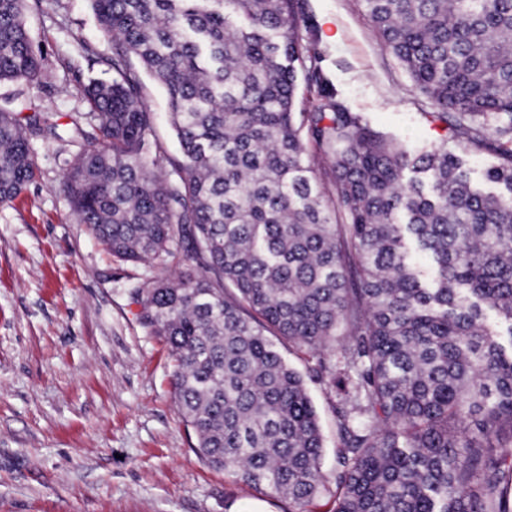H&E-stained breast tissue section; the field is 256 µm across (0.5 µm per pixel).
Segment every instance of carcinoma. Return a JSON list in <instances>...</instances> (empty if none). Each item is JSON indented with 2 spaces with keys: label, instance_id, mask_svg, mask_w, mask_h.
<instances>
[{
  "label": "carcinoma",
  "instance_id": "1",
  "mask_svg": "<svg viewBox=\"0 0 512 512\" xmlns=\"http://www.w3.org/2000/svg\"><path fill=\"white\" fill-rule=\"evenodd\" d=\"M28 1L0 0V82L43 73ZM90 2L112 52L82 51L112 79L82 90L64 185L77 223L122 261L165 266L174 233L190 240L203 273L136 295L197 456L315 512L322 434L277 339L336 395L329 512H512V463L486 453L512 431V0H360L457 145L497 150L481 183L445 147L411 152L374 130L317 69L321 103L297 107L314 51L297 36L305 0ZM141 67L166 91L178 157L155 138ZM44 132L47 113L0 106V202L34 179L29 139Z\"/></svg>",
  "mask_w": 512,
  "mask_h": 512
}]
</instances>
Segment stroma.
<instances>
[{"label":"stroma","mask_w":512,"mask_h":512,"mask_svg":"<svg viewBox=\"0 0 512 512\" xmlns=\"http://www.w3.org/2000/svg\"><path fill=\"white\" fill-rule=\"evenodd\" d=\"M26 25L45 59L39 83H0V105L49 113L57 136L31 138L35 178L0 202V512H228L254 490L206 465L170 385L162 337L139 317L135 291L196 261L175 233L176 263L122 262L78 224L62 182L78 145L79 91L112 74L83 55L101 45L89 0H41ZM317 36V67L352 111L395 141L455 150L444 123L379 41L360 0H307L300 37ZM156 138L176 152L164 89L142 74ZM336 472L335 398L296 350Z\"/></svg>","instance_id":"1"}]
</instances>
